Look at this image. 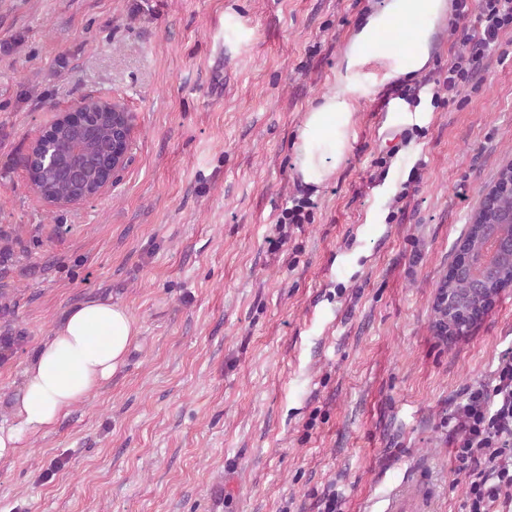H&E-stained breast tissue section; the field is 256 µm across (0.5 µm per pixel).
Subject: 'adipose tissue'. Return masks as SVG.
<instances>
[{"label": "adipose tissue", "mask_w": 512, "mask_h": 512, "mask_svg": "<svg viewBox=\"0 0 512 512\" xmlns=\"http://www.w3.org/2000/svg\"><path fill=\"white\" fill-rule=\"evenodd\" d=\"M445 7V0H387L352 35L336 72L335 90L305 112L292 143L295 173L304 184H327L346 162L355 138L357 106L373 94L379 80L426 65L429 20ZM395 17L413 34L412 51L391 49L379 41L380 31ZM137 334L135 322L120 304L93 300L73 308L24 371L23 393L12 406L11 421L0 425V460L13 458L28 436L48 431L89 399L123 364Z\"/></svg>", "instance_id": "obj_1"}]
</instances>
